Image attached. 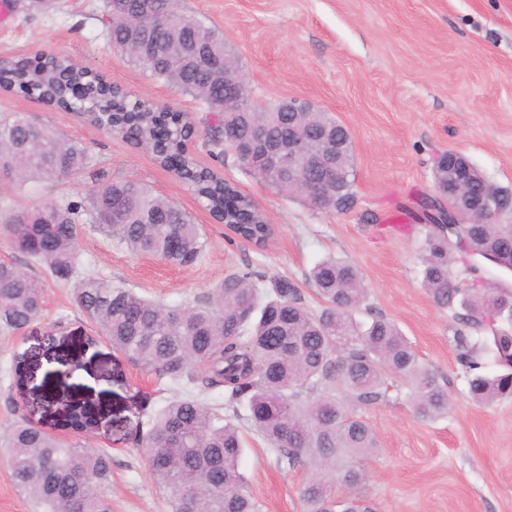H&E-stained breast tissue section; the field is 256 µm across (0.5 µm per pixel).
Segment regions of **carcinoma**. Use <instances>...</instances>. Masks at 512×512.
Listing matches in <instances>:
<instances>
[{"instance_id":"cac0c4a2","label":"carcinoma","mask_w":512,"mask_h":512,"mask_svg":"<svg viewBox=\"0 0 512 512\" xmlns=\"http://www.w3.org/2000/svg\"><path fill=\"white\" fill-rule=\"evenodd\" d=\"M109 45L129 54L150 74L199 100L215 113L204 146L216 159L241 160L258 131L299 160L289 188L269 171L260 181L298 197L315 213L351 209L355 203L354 148L348 129L326 112H284L285 103L262 112H226L224 96L234 94L240 72L235 55L225 56L224 38L201 18L183 11L179 0H103ZM0 90H18L47 106L80 112L95 126L125 135L150 149L160 165L174 171L219 223L233 225L234 237L257 247L274 234L273 225L233 184L198 164L189 152L194 122L184 112L159 110L130 95L68 57L41 53L0 61ZM342 141L341 155L331 146ZM329 156L335 179L320 203L301 191L312 175L308 161ZM447 155L434 161V190L448 182ZM465 193L508 200L512 189L489 181L466 156ZM78 143L51 124L16 113L0 123V182L22 190L33 183L59 182L87 167ZM506 208L473 224H439L428 217L422 242L423 285L441 308L462 311L466 326L491 333L496 370L477 358L484 342L457 336L458 359L468 369L471 398L482 404L512 398V289L496 278L471 283L448 272L451 251L483 254L512 270V216ZM135 254L174 265L195 263L207 240L191 216L146 185L114 178L95 185L81 200L44 199L0 210V234L31 261L59 280L78 273L79 239L86 227ZM323 301L311 310L286 277L266 286L249 272L230 274L201 299L168 305L150 300L111 279L79 280L76 304L96 326L86 338H105L135 367L176 386L181 393L151 416L147 430L132 437L143 449L150 475L170 512H259L241 471L243 428L256 432L290 470L311 467L299 496L304 512H371L359 498L341 491L364 479L357 460L378 449L372 429L349 413L370 406L399 378L409 389L416 415L434 419L448 410V391L423 367L396 325L371 313L358 268L327 258L310 273ZM43 314L38 277L0 262V328L24 329ZM203 381L224 389V409L210 408L193 394ZM3 435L14 485L36 512H112L111 457L53 436L35 425L21 405Z\"/></svg>"}]
</instances>
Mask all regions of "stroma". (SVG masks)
<instances>
[{"label": "stroma", "mask_w": 512, "mask_h": 512, "mask_svg": "<svg viewBox=\"0 0 512 512\" xmlns=\"http://www.w3.org/2000/svg\"><path fill=\"white\" fill-rule=\"evenodd\" d=\"M239 55L252 101L306 100L330 113L353 137L354 207L317 214L241 170L218 161L201 138L197 162L234 183L273 224L265 248L229 241L222 224L151 152L108 134L76 112L52 110L26 95L0 92V120L15 113L49 122L85 148L89 165L37 192L0 185V206L78 199L98 182L124 178L177 203L199 224L208 249L190 267L117 246L98 231L80 241L79 276L104 275L169 304L206 295L231 272L285 276L307 304L320 301L307 283L319 260L336 257L360 270L375 314L395 323L424 366L445 385L448 412L416 416L405 389L377 404L353 407L379 440L364 459L354 490L371 512H512V400L478 404L455 338L464 326L438 307L422 285V226L388 218L415 210L433 191V163L443 151L469 157L492 182L512 188V0H180ZM58 53L103 74L132 97L201 118L198 100L150 76L107 43L103 0H56L48 12L0 11V58ZM42 318L23 331H0V431L14 420L12 402L53 386L62 363L75 405L94 426L88 443L112 457V512H169L163 493L128 440L146 427L171 391L143 374L106 340L85 347L94 326L75 303L74 282L42 274ZM34 351L33 380L19 378L13 358ZM241 470L261 512H303L305 470H284L262 438L244 433Z\"/></svg>", "instance_id": "1"}]
</instances>
